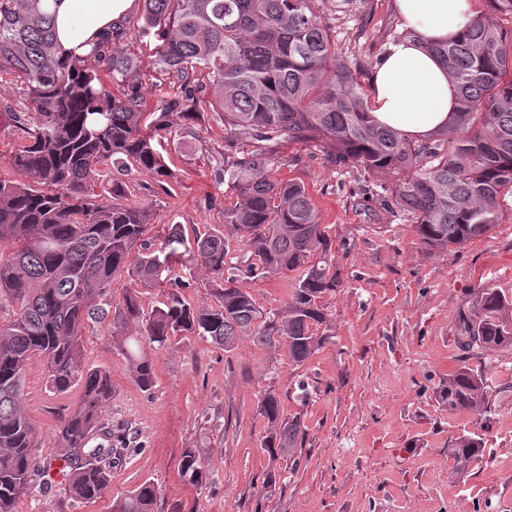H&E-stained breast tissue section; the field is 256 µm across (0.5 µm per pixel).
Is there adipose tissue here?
Returning <instances> with one entry per match:
<instances>
[{
    "label": "adipose tissue",
    "instance_id": "obj_1",
    "mask_svg": "<svg viewBox=\"0 0 512 512\" xmlns=\"http://www.w3.org/2000/svg\"><path fill=\"white\" fill-rule=\"evenodd\" d=\"M413 39L388 46L375 65L370 115L406 137H423L446 126L458 107L456 87L430 44L458 37L480 13V0H395ZM137 6L136 0H57V39L68 53L91 52L103 31Z\"/></svg>",
    "mask_w": 512,
    "mask_h": 512
}]
</instances>
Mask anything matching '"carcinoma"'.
<instances>
[{
  "mask_svg": "<svg viewBox=\"0 0 512 512\" xmlns=\"http://www.w3.org/2000/svg\"><path fill=\"white\" fill-rule=\"evenodd\" d=\"M142 2L135 22L101 35L90 55L70 58L58 46L50 0H0V77L13 78L35 113L8 159L10 170L29 181L0 175V302L14 307L13 318L0 323V512H14L38 465V431L23 406L24 373L37 362L54 392L80 390L56 429L69 496L88 502L111 493L112 467L127 438L102 423L112 378L82 365V333L89 317L104 312L99 300L118 273L131 268L145 287L171 286L145 334L123 342L145 390L155 383L146 348L175 336H202L226 351L243 337L283 346L298 366L326 343L328 336L318 334L328 322L320 299L336 292L340 272L305 184L279 177L277 141L317 142L332 162L381 177L387 206L413 219L429 252L488 234L512 195V31L499 22L512 17V0H488L490 13L473 19L461 38L431 46L460 106L447 127L418 142L370 120L368 100L311 0ZM146 38L155 45L144 59L130 47ZM147 71L175 92L145 126ZM205 87L212 115L224 124V224L194 233L191 243L176 224L153 249L144 239L151 211L125 202L133 192L126 176L146 172L163 191L175 181L165 139L200 121L192 108ZM109 164L111 196L97 201L94 186ZM233 238L244 254L230 272ZM182 257L210 274L215 305L185 302L181 291L193 283L172 275ZM285 271L298 276L275 313L238 286L242 275L257 280ZM141 317L134 292L112 310L117 325ZM458 344L466 353L512 348V297L478 291ZM437 399L450 413H488L483 372L467 365L448 372ZM260 410L270 424L264 449L298 465L300 419H282L273 390L263 394ZM95 435L105 443L91 448ZM448 455L465 471L483 457V439L459 436ZM180 467L191 484H206L197 449L183 452ZM159 494L144 481L112 500V512H152Z\"/></svg>",
  "mask_w": 512,
  "mask_h": 512,
  "instance_id": "1",
  "label": "carcinoma"
}]
</instances>
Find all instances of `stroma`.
I'll list each match as a JSON object with an SVG mask.
<instances>
[{
  "instance_id": "1",
  "label": "stroma",
  "mask_w": 512,
  "mask_h": 512,
  "mask_svg": "<svg viewBox=\"0 0 512 512\" xmlns=\"http://www.w3.org/2000/svg\"><path fill=\"white\" fill-rule=\"evenodd\" d=\"M394 0H312L362 90L378 57L401 33ZM20 93L0 81V174L21 137L7 111ZM178 177L163 192L151 175L132 173V202L148 206L146 233L160 247L172 225L185 234L224 221L226 187L219 177L224 127L205 116L192 135L168 142ZM275 158L282 174L303 181L332 239L343 284L323 302L330 340L304 365L286 349L240 340L232 351L182 335L149 349L155 385L143 390L112 336L111 315L83 329L84 362L107 370L112 400L102 411L112 430L130 429L135 449L112 469V494L82 503L66 490L55 457L56 426L79 390L54 393L40 364L25 374V411L41 437L39 471L15 512H112V500L143 481L160 488L155 512H512V348L465 354L458 346L471 296L492 288L512 296V196L486 236L428 252L411 219L377 196V181L331 164L319 145L285 141ZM296 279L287 272L242 280L264 310L285 305ZM482 370L491 411L448 413L437 387L453 368ZM281 397L284 416L306 429L298 467L271 459L262 446L265 389ZM475 432L485 454L467 483L451 479L450 440ZM196 448L209 472L200 488L183 477L180 459ZM275 472L276 484L264 483Z\"/></svg>"
}]
</instances>
